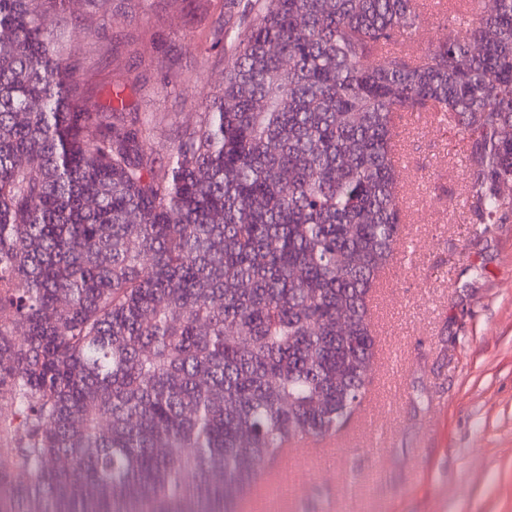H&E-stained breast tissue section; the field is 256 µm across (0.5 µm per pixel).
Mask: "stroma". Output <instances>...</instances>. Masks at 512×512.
I'll return each mask as SVG.
<instances>
[{
  "instance_id": "1",
  "label": "stroma",
  "mask_w": 512,
  "mask_h": 512,
  "mask_svg": "<svg viewBox=\"0 0 512 512\" xmlns=\"http://www.w3.org/2000/svg\"><path fill=\"white\" fill-rule=\"evenodd\" d=\"M213 0H103L56 26L81 45L77 78L127 79L130 111L177 141L224 86ZM406 257L372 295L376 348L361 409L327 448H300L287 484L240 512H512V221L471 223L466 143L428 114L400 135Z\"/></svg>"
}]
</instances>
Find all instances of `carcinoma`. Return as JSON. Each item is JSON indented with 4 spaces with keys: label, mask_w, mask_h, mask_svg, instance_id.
Returning a JSON list of instances; mask_svg holds the SVG:
<instances>
[{
    "label": "carcinoma",
    "mask_w": 512,
    "mask_h": 512,
    "mask_svg": "<svg viewBox=\"0 0 512 512\" xmlns=\"http://www.w3.org/2000/svg\"><path fill=\"white\" fill-rule=\"evenodd\" d=\"M458 2L406 52L421 0H245L224 92L159 153L119 92L88 107L70 0H0L3 512H237L284 441L349 423L403 115L469 140L476 223L512 219V0Z\"/></svg>",
    "instance_id": "carcinoma-1"
}]
</instances>
